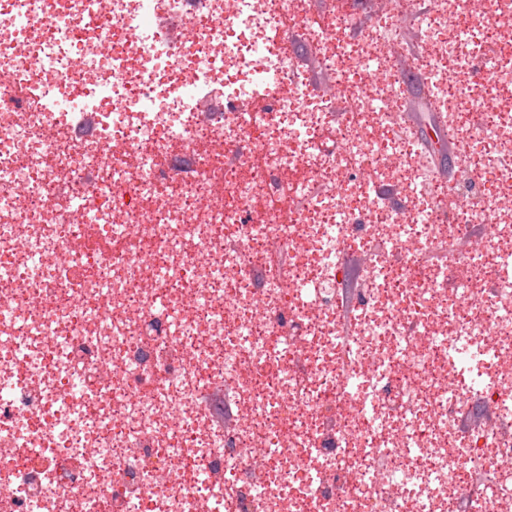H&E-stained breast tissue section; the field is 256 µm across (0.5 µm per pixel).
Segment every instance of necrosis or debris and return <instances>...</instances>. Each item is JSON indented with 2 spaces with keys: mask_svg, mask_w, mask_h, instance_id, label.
<instances>
[{
  "mask_svg": "<svg viewBox=\"0 0 512 512\" xmlns=\"http://www.w3.org/2000/svg\"><path fill=\"white\" fill-rule=\"evenodd\" d=\"M430 4L432 89L486 186L448 225L408 132L376 143L399 112L385 84L354 83L345 160L317 155L333 103L289 69L275 18L344 78L379 58L384 28L335 38L306 0H0V512H469L474 469L512 460V171L494 154L512 125L472 131L493 99L447 75L473 24L463 0ZM246 137L247 174L224 152ZM367 155L402 161L384 176L408 213L348 177ZM326 179L341 191L315 193ZM488 215L478 256L418 264ZM275 242L297 289L252 285ZM376 243L347 349L338 250ZM224 384L242 413L229 432L205 399ZM477 399L496 423L462 428Z\"/></svg>",
  "mask_w": 512,
  "mask_h": 512,
  "instance_id": "1",
  "label": "necrosis or debris"
}]
</instances>
